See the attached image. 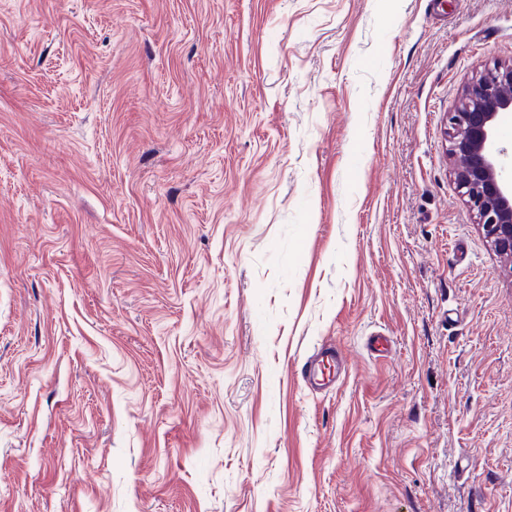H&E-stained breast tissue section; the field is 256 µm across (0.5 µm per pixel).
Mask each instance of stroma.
<instances>
[{"instance_id":"35a3bbf8","label":"stroma","mask_w":512,"mask_h":512,"mask_svg":"<svg viewBox=\"0 0 512 512\" xmlns=\"http://www.w3.org/2000/svg\"><path fill=\"white\" fill-rule=\"evenodd\" d=\"M508 61L512 0H0V512H512L444 135ZM347 359L337 348L324 346L310 355L303 363L300 376L310 390L318 386L335 385L346 374Z\"/></svg>"}]
</instances>
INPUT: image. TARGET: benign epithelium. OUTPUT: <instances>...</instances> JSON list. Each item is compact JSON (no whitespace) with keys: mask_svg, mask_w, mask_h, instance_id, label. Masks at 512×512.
<instances>
[{"mask_svg":"<svg viewBox=\"0 0 512 512\" xmlns=\"http://www.w3.org/2000/svg\"><path fill=\"white\" fill-rule=\"evenodd\" d=\"M512 112V63L486 67L465 84L445 136L449 154L460 160L454 179L476 212L491 248L512 259V176L508 149L496 139L503 114Z\"/></svg>","mask_w":512,"mask_h":512,"instance_id":"7a95c632","label":"benign epithelium"}]
</instances>
